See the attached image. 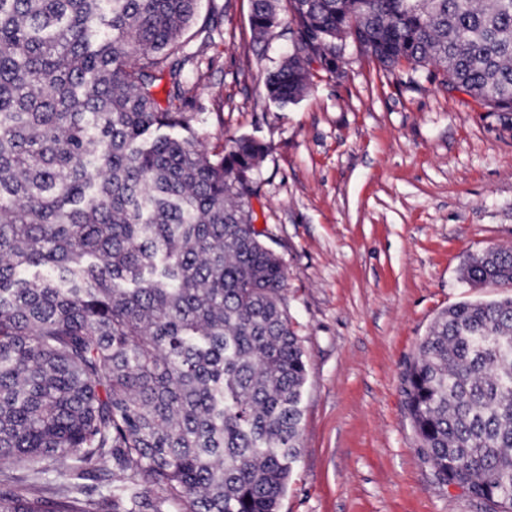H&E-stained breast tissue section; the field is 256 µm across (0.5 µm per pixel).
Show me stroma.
Masks as SVG:
<instances>
[{"instance_id": "stroma-1", "label": "stroma", "mask_w": 512, "mask_h": 512, "mask_svg": "<svg viewBox=\"0 0 512 512\" xmlns=\"http://www.w3.org/2000/svg\"><path fill=\"white\" fill-rule=\"evenodd\" d=\"M250 0H200L207 42L184 88L209 153L249 136L257 229L281 259L308 367L299 456L279 512H495L439 481L419 452L405 375L435 317L501 297L461 279L468 256L512 247V118L425 70L389 72L352 39L281 109L264 80L291 35L254 42Z\"/></svg>"}]
</instances>
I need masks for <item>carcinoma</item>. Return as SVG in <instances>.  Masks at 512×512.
Here are the masks:
<instances>
[{"mask_svg": "<svg viewBox=\"0 0 512 512\" xmlns=\"http://www.w3.org/2000/svg\"><path fill=\"white\" fill-rule=\"evenodd\" d=\"M198 8L0 0V459L34 483L1 489L0 512H279L307 367L254 224L267 146L210 155L185 111ZM282 21L253 0L254 41ZM287 25L264 84L280 107L351 36L512 112V0H288ZM462 278L512 289V248ZM405 381L435 475L512 512V293L442 312Z\"/></svg>", "mask_w": 512, "mask_h": 512, "instance_id": "obj_1", "label": "carcinoma"}]
</instances>
